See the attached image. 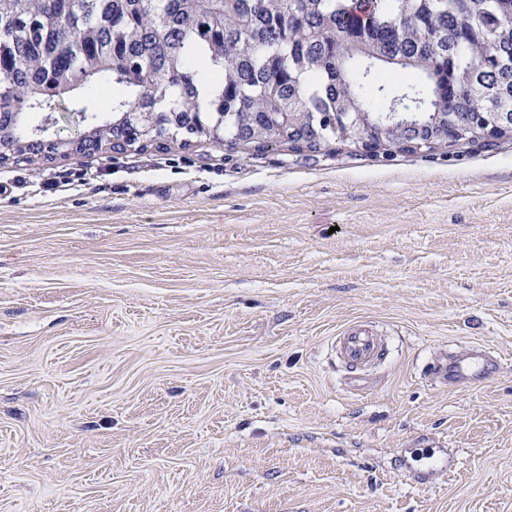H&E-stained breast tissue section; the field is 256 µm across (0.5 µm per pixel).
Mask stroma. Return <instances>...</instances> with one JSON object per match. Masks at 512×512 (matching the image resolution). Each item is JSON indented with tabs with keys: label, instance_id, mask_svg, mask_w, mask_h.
Returning a JSON list of instances; mask_svg holds the SVG:
<instances>
[{
	"label": "stroma",
	"instance_id": "obj_1",
	"mask_svg": "<svg viewBox=\"0 0 512 512\" xmlns=\"http://www.w3.org/2000/svg\"><path fill=\"white\" fill-rule=\"evenodd\" d=\"M458 344L493 378L431 376ZM0 512H512V138L0 163ZM332 347L344 368L345 380L352 387H358L387 356L385 337L365 324L345 328L334 338Z\"/></svg>",
	"mask_w": 512,
	"mask_h": 512
}]
</instances>
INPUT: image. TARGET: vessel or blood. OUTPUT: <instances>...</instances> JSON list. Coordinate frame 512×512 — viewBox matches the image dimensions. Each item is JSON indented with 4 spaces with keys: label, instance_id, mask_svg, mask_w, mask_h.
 Instances as JSON below:
<instances>
[{
    "label": "vessel or blood",
    "instance_id": "b4317fda",
    "mask_svg": "<svg viewBox=\"0 0 512 512\" xmlns=\"http://www.w3.org/2000/svg\"><path fill=\"white\" fill-rule=\"evenodd\" d=\"M332 347L342 363L347 384L353 387L359 386L387 356L384 337L365 324L345 328L334 338ZM493 366L494 361L485 349L469 346L449 351L434 363L433 370L460 385L470 386L485 382Z\"/></svg>",
    "mask_w": 512,
    "mask_h": 512
}]
</instances>
